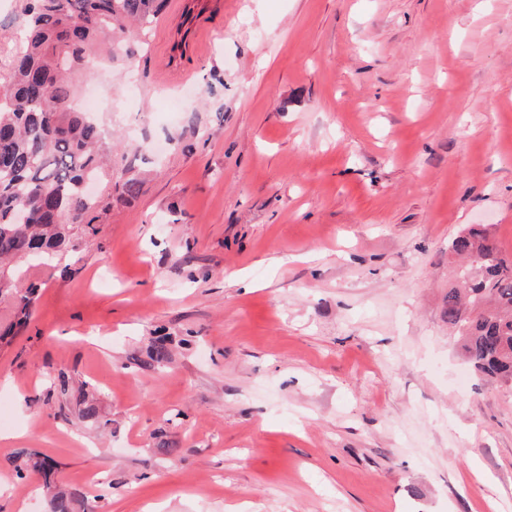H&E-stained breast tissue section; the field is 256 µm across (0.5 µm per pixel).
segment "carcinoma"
Instances as JSON below:
<instances>
[{
    "label": "carcinoma",
    "instance_id": "1",
    "mask_svg": "<svg viewBox=\"0 0 512 512\" xmlns=\"http://www.w3.org/2000/svg\"><path fill=\"white\" fill-rule=\"evenodd\" d=\"M26 28L0 51V298L13 290L11 261L52 259L97 234L84 221L98 205L88 179L112 175L98 151L100 130L72 105L71 76H93L94 47L114 56L128 27L150 25L165 0H22ZM31 221H15L18 209ZM459 259L442 300L441 314L473 369L512 384V261L502 257L487 226L465 227L451 242ZM41 284L17 297L25 324ZM23 468L40 472L52 493L53 512H72L74 494L50 481L52 465L35 453Z\"/></svg>",
    "mask_w": 512,
    "mask_h": 512
}]
</instances>
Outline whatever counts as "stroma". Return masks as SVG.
I'll use <instances>...</instances> for the list:
<instances>
[{"label": "stroma", "mask_w": 512, "mask_h": 512, "mask_svg": "<svg viewBox=\"0 0 512 512\" xmlns=\"http://www.w3.org/2000/svg\"><path fill=\"white\" fill-rule=\"evenodd\" d=\"M165 76L76 77L136 196L29 269L0 342V512H512V387L441 316L448 245L512 259V0H224ZM164 345L166 359L152 357ZM17 467L19 470L31 469L44 475L46 486L52 493L53 512H72L74 494L50 481L53 467L45 458H41L35 453H29L25 456L23 463Z\"/></svg>", "instance_id": "1"}]
</instances>
